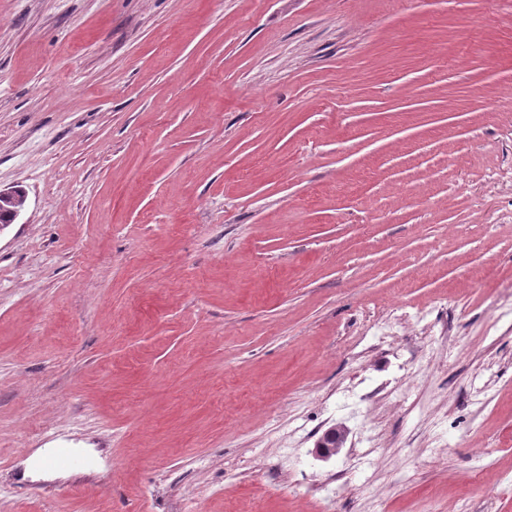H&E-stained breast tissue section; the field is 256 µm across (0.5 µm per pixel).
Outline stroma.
<instances>
[{"label": "stroma", "instance_id": "35a3bbf8", "mask_svg": "<svg viewBox=\"0 0 512 512\" xmlns=\"http://www.w3.org/2000/svg\"><path fill=\"white\" fill-rule=\"evenodd\" d=\"M492 2L0 0V512H512ZM335 434L337 437H335ZM343 442L342 435L336 431V428H332L326 431L317 442L314 454L321 460H329L340 452Z\"/></svg>", "mask_w": 512, "mask_h": 512}]
</instances>
